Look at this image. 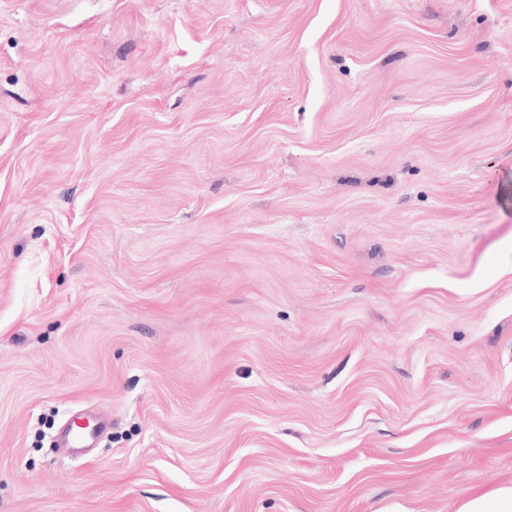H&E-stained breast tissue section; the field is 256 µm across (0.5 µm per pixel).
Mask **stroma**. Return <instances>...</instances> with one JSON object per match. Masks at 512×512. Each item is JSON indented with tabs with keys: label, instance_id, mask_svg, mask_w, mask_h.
Here are the masks:
<instances>
[{
	"label": "stroma",
	"instance_id": "stroma-1",
	"mask_svg": "<svg viewBox=\"0 0 512 512\" xmlns=\"http://www.w3.org/2000/svg\"><path fill=\"white\" fill-rule=\"evenodd\" d=\"M511 481L512 0H0V512Z\"/></svg>",
	"mask_w": 512,
	"mask_h": 512
}]
</instances>
